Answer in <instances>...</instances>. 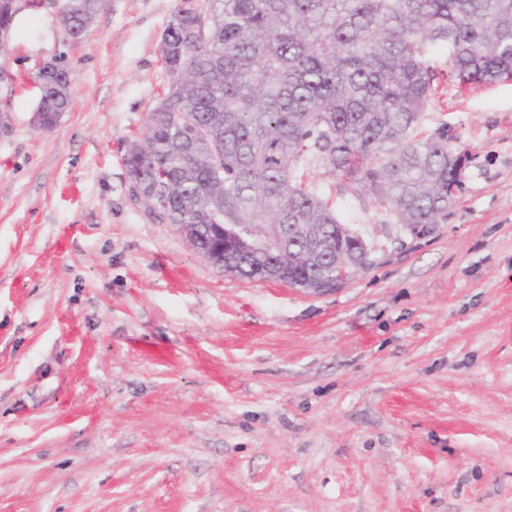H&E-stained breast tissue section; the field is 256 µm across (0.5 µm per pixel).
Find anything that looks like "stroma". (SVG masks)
I'll return each mask as SVG.
<instances>
[{
	"label": "stroma",
	"instance_id": "stroma-1",
	"mask_svg": "<svg viewBox=\"0 0 512 512\" xmlns=\"http://www.w3.org/2000/svg\"><path fill=\"white\" fill-rule=\"evenodd\" d=\"M178 3L106 0L74 40L44 0L0 53V512H512V80L439 85L423 127L472 160L429 237L331 293L240 278L123 164ZM39 112L33 113L32 123L39 129L49 130L56 126L60 116L71 107V75L66 67L50 62L43 66L39 74ZM41 112V113H40Z\"/></svg>",
	"mask_w": 512,
	"mask_h": 512
}]
</instances>
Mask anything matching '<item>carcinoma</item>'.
Masks as SVG:
<instances>
[{"instance_id":"obj_1","label":"carcinoma","mask_w":512,"mask_h":512,"mask_svg":"<svg viewBox=\"0 0 512 512\" xmlns=\"http://www.w3.org/2000/svg\"><path fill=\"white\" fill-rule=\"evenodd\" d=\"M102 2L71 0L66 34L81 37ZM14 17L0 0V31ZM160 49L169 81L124 157L131 191L193 225L194 249L224 272L306 288L336 268L288 253L307 224L334 236L336 197L376 202L387 224L448 214L457 149L447 127L421 129L424 114L442 81L512 79V0H180ZM39 82L49 130L71 75L50 62ZM239 225L254 249H222L220 228Z\"/></svg>"}]
</instances>
